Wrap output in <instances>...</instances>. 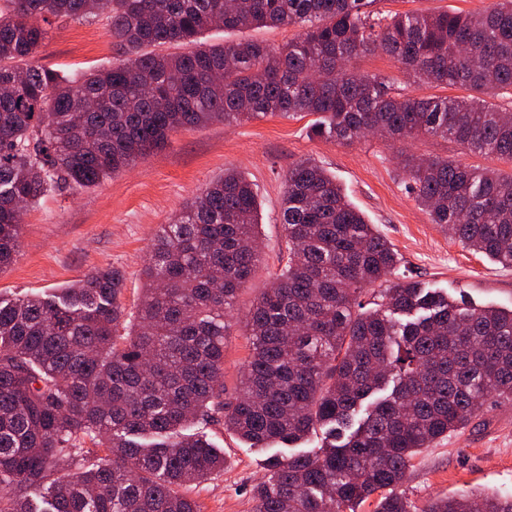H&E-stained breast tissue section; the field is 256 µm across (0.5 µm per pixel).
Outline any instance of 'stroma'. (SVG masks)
Wrapping results in <instances>:
<instances>
[{
    "label": "stroma",
    "instance_id": "obj_1",
    "mask_svg": "<svg viewBox=\"0 0 512 512\" xmlns=\"http://www.w3.org/2000/svg\"><path fill=\"white\" fill-rule=\"evenodd\" d=\"M494 0H376L380 13L431 9L477 13ZM35 60L66 75L111 66L117 53L106 16L49 18ZM358 70L386 77L418 97H454L457 88L414 85L383 53L360 58ZM445 157L462 166L512 172V163L461 151L453 142L422 137L396 146L377 137L338 143L314 135L309 118L268 116L237 126L214 121L174 133L159 152L100 185L54 191L25 213L19 252L0 269V298L49 293L105 266L125 274L123 302L134 310L141 269L159 226L212 179L234 167L251 181L260 205L262 259L237 295L233 328L224 342V400L233 402L249 355L244 319L260 291L287 261L280 207L284 179L299 159L310 158L335 176L349 200L375 224L402 258V271L428 287L479 306L512 308V267L492 262L431 224L398 175L397 153ZM224 451V471L187 485L202 512H254L253 486L265 473V453L225 431L220 420L202 425ZM512 493V402L487 399L481 416L461 432L424 449L411 462L401 492L425 508L461 490Z\"/></svg>",
    "mask_w": 512,
    "mask_h": 512
}]
</instances>
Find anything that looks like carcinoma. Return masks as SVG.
I'll return each mask as SVG.
<instances>
[{
  "instance_id": "obj_1",
  "label": "carcinoma",
  "mask_w": 512,
  "mask_h": 512,
  "mask_svg": "<svg viewBox=\"0 0 512 512\" xmlns=\"http://www.w3.org/2000/svg\"><path fill=\"white\" fill-rule=\"evenodd\" d=\"M375 0H3L0 4V269L20 244L19 212L59 188H89L219 120L312 116L353 142L439 137L512 161V0L481 13L383 16ZM108 14L118 58L76 79L36 65L45 16ZM292 26L279 49L207 43L212 28ZM187 52H156L163 46ZM381 50L418 84L392 91L354 62ZM399 176L431 223L512 266V174L405 155ZM259 203L234 169L160 225L135 312L124 274L96 269L54 295L0 299V512H201L182 492L224 469L188 428L224 429L270 452L255 512H412L397 487L412 459L483 411L512 401V309L455 305L399 276L393 244L306 158L288 169V261L246 318L240 393L224 405V339L258 250ZM378 288L366 310L359 297ZM324 430L318 451L284 456ZM107 457L86 461L85 445ZM423 512H512V494L461 491Z\"/></svg>"
}]
</instances>
